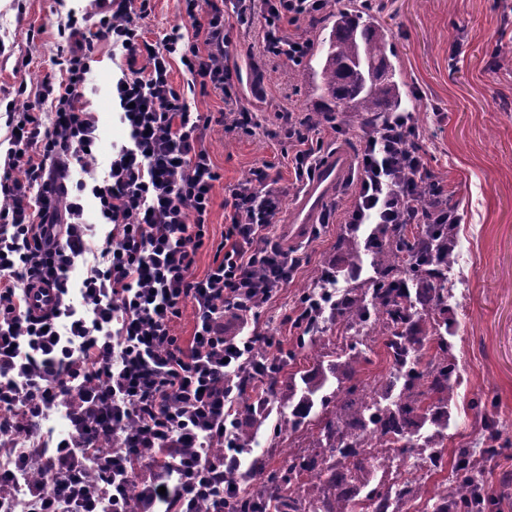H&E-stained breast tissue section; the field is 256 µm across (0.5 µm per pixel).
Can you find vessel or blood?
<instances>
[{"mask_svg": "<svg viewBox=\"0 0 512 512\" xmlns=\"http://www.w3.org/2000/svg\"><path fill=\"white\" fill-rule=\"evenodd\" d=\"M352 173V159L338 150L325 156L313 177L303 183L282 226L286 239L303 240L315 224L323 207L332 200Z\"/></svg>", "mask_w": 512, "mask_h": 512, "instance_id": "obj_1", "label": "vessel or blood"}]
</instances>
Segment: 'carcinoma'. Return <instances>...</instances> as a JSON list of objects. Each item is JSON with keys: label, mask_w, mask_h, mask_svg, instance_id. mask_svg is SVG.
<instances>
[{"label": "carcinoma", "mask_w": 512, "mask_h": 512, "mask_svg": "<svg viewBox=\"0 0 512 512\" xmlns=\"http://www.w3.org/2000/svg\"><path fill=\"white\" fill-rule=\"evenodd\" d=\"M332 25L328 35L316 40L313 55L320 69L310 66L300 73L312 93H320L332 104V118L352 127L381 124L385 113L398 112L402 105L396 68L388 56L387 32L379 17L357 0L329 12ZM456 225L427 224L416 236L408 234V225L377 229L370 245L375 276L345 290L332 305L336 321L347 328L369 323L374 335L385 336L391 368L405 366L407 383L396 404V412L410 420L422 421L429 414H448L460 371L453 345L445 337L449 332L448 305L444 301L448 267L453 261ZM371 291L370 301L363 294ZM429 318L423 328L416 306ZM247 384L263 382L276 389L283 406H293L288 428L296 432L306 423L313 403L308 398L294 401L293 385L277 387V371L268 368L256 375L243 373ZM375 387L350 386L321 400L314 416L323 423L320 435L328 440V453L315 460L298 453L285 454L288 475L272 479L259 493L241 500L239 512H348L350 496L339 491L346 480L352 492L369 485L357 467L324 482L322 472L336 468L334 461L353 447V432L377 426L380 411H371V393ZM479 432L485 450L476 455L471 448L453 450L455 479L447 491L428 495L433 512H486L493 487L484 482V459L495 448L497 430L486 405L476 402Z\"/></svg>", "instance_id": "1"}]
</instances>
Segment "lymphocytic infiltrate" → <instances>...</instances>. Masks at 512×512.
<instances>
[{
    "instance_id": "obj_1",
    "label": "lymphocytic infiltrate",
    "mask_w": 512,
    "mask_h": 512,
    "mask_svg": "<svg viewBox=\"0 0 512 512\" xmlns=\"http://www.w3.org/2000/svg\"><path fill=\"white\" fill-rule=\"evenodd\" d=\"M192 26L148 39L150 0H112L91 26L71 17L33 100L6 106L9 147L0 159V512H237L243 491L231 475L241 450L229 419L244 392L237 379L258 369L275 343L257 309L292 280L297 262L271 240L281 209L270 163L224 190V255L203 277L213 191L221 178L202 143L211 123L253 133L257 113L241 107L227 49L235 27L262 16V54L301 64L309 44L286 27L321 15L327 0H182ZM125 66L112 101L128 139L99 161L98 121L88 109L87 76L99 46ZM181 61L188 87L221 96L211 118L192 111L171 80ZM410 115L394 112L363 130L348 224L459 223L445 190L412 145ZM319 124L281 113L278 137L291 151L295 182L321 161ZM410 172L400 180L401 172ZM430 181L436 203L422 210L417 186ZM92 196L107 232L85 216ZM83 265L79 283L71 273ZM55 293L34 312L37 289ZM194 310L182 344L172 325ZM70 429L53 450L36 437L49 413ZM227 454L215 455L218 445ZM141 492L131 496L129 488Z\"/></svg>"
}]
</instances>
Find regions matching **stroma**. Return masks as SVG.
<instances>
[{"mask_svg":"<svg viewBox=\"0 0 512 512\" xmlns=\"http://www.w3.org/2000/svg\"><path fill=\"white\" fill-rule=\"evenodd\" d=\"M379 16L388 30L393 62L403 82V105L413 116L415 144L424 153L435 179L445 186L448 203L461 217L456 257L448 271V306L455 315L454 353L460 380L451 403V418L442 429L448 448L475 443L473 403L492 402L503 449L485 472L512 512V14L504 15L500 0H384ZM84 0H0V100L16 99L19 85L36 88L53 68L62 42L59 35L68 12H82ZM264 20L235 28L230 63L243 77L239 96L257 112L261 126L247 136L210 125L203 144L221 175L206 226L205 245L196 256L194 276H203L224 242V188L249 178L263 162L280 174L282 210H289L299 187L288 167L286 141L269 137L278 114L288 107L303 112L328 108L325 99L312 98L297 82L291 68L258 53ZM124 60L111 48L100 47L86 85L89 109L95 112L100 152L127 138L112 104L113 79ZM350 228L318 224L295 244L299 264L290 283L259 310L263 333L279 343V382L287 384L297 371L319 377L316 361L338 364L326 389L374 384L390 372L384 339L372 337L363 346L361 361L345 368L347 340L338 326L325 325L315 337L311 359L289 360L299 331L293 319L305 292L314 287L321 270L344 264ZM288 415L273 407L251 446L267 453L263 475L241 477V484L260 491L267 478L283 474V449L320 456L308 438L309 428L286 429ZM281 434H274L275 426Z\"/></svg>","mask_w":512,"mask_h":512,"instance_id":"1","label":"stroma"}]
</instances>
